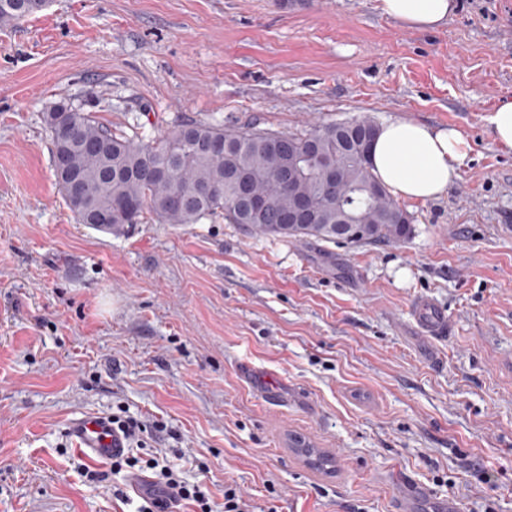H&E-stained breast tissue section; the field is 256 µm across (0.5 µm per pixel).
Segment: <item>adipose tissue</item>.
<instances>
[{"mask_svg":"<svg viewBox=\"0 0 512 512\" xmlns=\"http://www.w3.org/2000/svg\"><path fill=\"white\" fill-rule=\"evenodd\" d=\"M379 9L406 27L432 30L453 16L456 0H379ZM470 150L457 128L393 120L380 126L372 144V172L397 198L436 199L459 179Z\"/></svg>","mask_w":512,"mask_h":512,"instance_id":"ef3b65f1","label":"adipose tissue"}]
</instances>
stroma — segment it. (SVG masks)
I'll use <instances>...</instances> for the list:
<instances>
[{"label": "stroma", "instance_id": "stroma-1", "mask_svg": "<svg viewBox=\"0 0 512 512\" xmlns=\"http://www.w3.org/2000/svg\"><path fill=\"white\" fill-rule=\"evenodd\" d=\"M379 0H52L0 27V512H135L128 472L66 434L117 410L215 498L250 512H394L407 486L512 512V0H457L405 28ZM134 141L188 120L303 135L362 117L454 126L446 195L404 202L402 242L348 247L214 217L76 223L45 114L58 101ZM448 313L436 340L412 303ZM258 370L253 383L242 360ZM275 390L277 404L265 401ZM492 134L497 145L512 150V99H503L489 116Z\"/></svg>", "mask_w": 512, "mask_h": 512}]
</instances>
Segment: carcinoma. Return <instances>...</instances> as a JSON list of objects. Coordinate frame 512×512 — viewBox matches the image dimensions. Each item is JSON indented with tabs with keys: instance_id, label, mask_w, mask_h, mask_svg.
<instances>
[{
	"instance_id": "cac0c4a2",
	"label": "carcinoma",
	"mask_w": 512,
	"mask_h": 512,
	"mask_svg": "<svg viewBox=\"0 0 512 512\" xmlns=\"http://www.w3.org/2000/svg\"><path fill=\"white\" fill-rule=\"evenodd\" d=\"M44 0H0V26H14L45 10ZM56 182L77 223L95 228L91 217L106 215L112 233L122 234L150 214L160 224H198L223 216L257 235L348 246L403 242L412 218L371 172L370 159L341 151L336 135L378 129L370 118L332 122L304 136L189 121L152 142H135L71 106L52 109ZM224 148L211 151L208 145ZM300 158L296 184L282 178L288 156ZM307 195L318 219L288 223L293 191ZM264 197L261 214L248 207V194ZM359 220L344 230L336 211Z\"/></svg>"
}]
</instances>
